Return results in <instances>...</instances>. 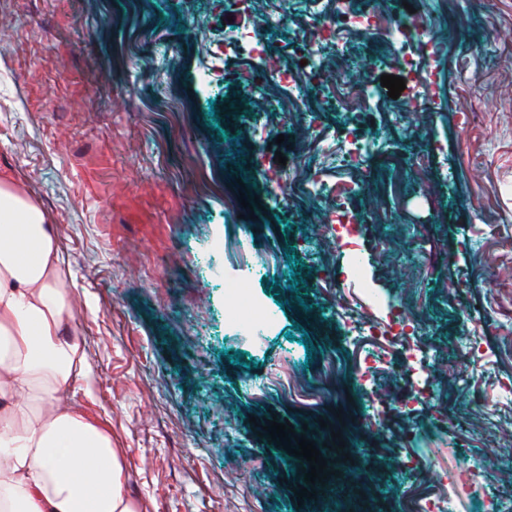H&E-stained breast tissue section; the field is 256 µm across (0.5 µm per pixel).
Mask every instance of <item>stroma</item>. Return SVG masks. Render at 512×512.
Masks as SVG:
<instances>
[{
  "label": "stroma",
  "mask_w": 512,
  "mask_h": 512,
  "mask_svg": "<svg viewBox=\"0 0 512 512\" xmlns=\"http://www.w3.org/2000/svg\"><path fill=\"white\" fill-rule=\"evenodd\" d=\"M97 7L0 0V168L57 228L93 372L75 401L111 431L141 512H406L436 487L443 512H512V0H376L374 29L317 52L369 86L353 118L247 94L280 60L225 52L226 0ZM241 7L269 42L302 17L325 24L333 3ZM394 25L422 72L382 49ZM384 74L404 77L399 99ZM269 118L281 145L255 136ZM347 122L368 147L356 174L323 164L317 141ZM314 177L354 181L343 241L322 234ZM228 276L269 310L267 333L226 322ZM407 302L408 353L374 339ZM272 420L320 448L316 498L294 494L308 462L259 437Z\"/></svg>",
  "instance_id": "obj_1"
}]
</instances>
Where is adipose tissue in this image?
I'll list each match as a JSON object with an SVG mask.
<instances>
[{
  "mask_svg": "<svg viewBox=\"0 0 512 512\" xmlns=\"http://www.w3.org/2000/svg\"><path fill=\"white\" fill-rule=\"evenodd\" d=\"M72 299L49 216L0 170V512H140L110 431L68 397L92 375Z\"/></svg>",
  "mask_w": 512,
  "mask_h": 512,
  "instance_id": "obj_1",
  "label": "adipose tissue"
}]
</instances>
